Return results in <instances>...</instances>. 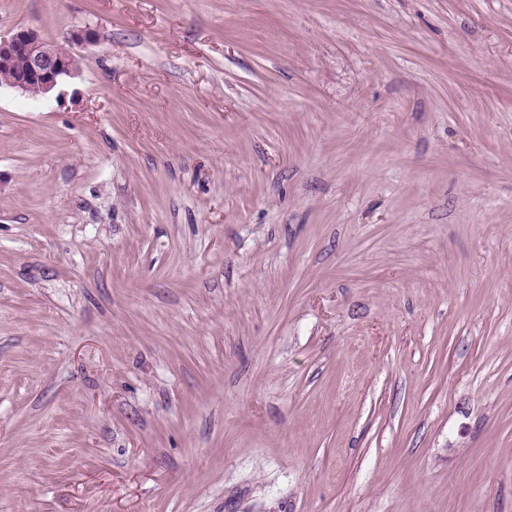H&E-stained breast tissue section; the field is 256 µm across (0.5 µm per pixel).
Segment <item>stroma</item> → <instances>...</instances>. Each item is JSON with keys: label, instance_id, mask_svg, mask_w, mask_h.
Segmentation results:
<instances>
[{"label": "stroma", "instance_id": "35a3bbf8", "mask_svg": "<svg viewBox=\"0 0 512 512\" xmlns=\"http://www.w3.org/2000/svg\"><path fill=\"white\" fill-rule=\"evenodd\" d=\"M0 512H512V0H0ZM23 60L21 67H18ZM0 82L34 97L55 92L79 72V59L71 46L50 42L28 28L0 36ZM7 73V74H5ZM14 76H10V74Z\"/></svg>", "mask_w": 512, "mask_h": 512}]
</instances>
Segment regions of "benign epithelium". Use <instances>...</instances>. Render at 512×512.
Returning <instances> with one entry per match:
<instances>
[{
    "label": "benign epithelium",
    "instance_id": "1",
    "mask_svg": "<svg viewBox=\"0 0 512 512\" xmlns=\"http://www.w3.org/2000/svg\"><path fill=\"white\" fill-rule=\"evenodd\" d=\"M93 32L76 30L69 44L43 39L28 28H18L0 36V73L9 74L8 86L34 97L55 92L79 72V59L71 45L90 42Z\"/></svg>",
    "mask_w": 512,
    "mask_h": 512
}]
</instances>
